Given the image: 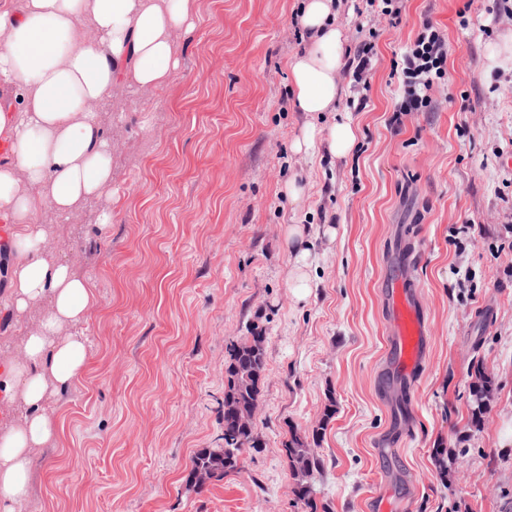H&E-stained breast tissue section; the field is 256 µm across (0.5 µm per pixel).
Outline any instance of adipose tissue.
Returning a JSON list of instances; mask_svg holds the SVG:
<instances>
[{
	"label": "adipose tissue",
	"mask_w": 512,
	"mask_h": 512,
	"mask_svg": "<svg viewBox=\"0 0 512 512\" xmlns=\"http://www.w3.org/2000/svg\"><path fill=\"white\" fill-rule=\"evenodd\" d=\"M196 9L197 0H0V81L22 91L19 108L0 111V128L9 127L15 144L14 161L0 163V215L19 227L10 298L18 315L46 308L0 371V400L24 411L0 429V512H20L37 451L58 434L48 399L86 366L79 328L95 303L89 281L45 248L39 215L64 214L107 192L110 143L92 108L120 81L147 90L167 85L178 65L176 38L192 27ZM337 10V0L299 6L304 45L288 60L296 111L336 109L345 45ZM85 24L92 38L79 36ZM357 138L352 123L341 120L324 134L306 126L293 148L321 145L340 158Z\"/></svg>",
	"instance_id": "ef3b65f1"
}]
</instances>
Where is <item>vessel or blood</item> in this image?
Listing matches in <instances>:
<instances>
[{
    "mask_svg": "<svg viewBox=\"0 0 512 512\" xmlns=\"http://www.w3.org/2000/svg\"><path fill=\"white\" fill-rule=\"evenodd\" d=\"M383 295L389 326L390 365L402 381L408 382L425 352L429 331L402 272H389L383 283Z\"/></svg>",
    "mask_w": 512,
    "mask_h": 512,
    "instance_id": "1",
    "label": "vessel or blood"
}]
</instances>
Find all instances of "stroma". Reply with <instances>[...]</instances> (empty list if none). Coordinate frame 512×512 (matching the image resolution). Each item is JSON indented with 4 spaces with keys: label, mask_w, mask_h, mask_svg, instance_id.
Returning <instances> with one entry per match:
<instances>
[{
    "label": "stroma",
    "mask_w": 512,
    "mask_h": 512,
    "mask_svg": "<svg viewBox=\"0 0 512 512\" xmlns=\"http://www.w3.org/2000/svg\"><path fill=\"white\" fill-rule=\"evenodd\" d=\"M299 0H198L164 88L113 87L98 120L112 143L106 196L57 218L46 246L88 279L87 364L49 408L26 512H303L281 451L321 431L318 512H512V34L501 0H339L346 49L377 28L365 83L344 65L335 112L295 111L288 60ZM448 42V73L403 112L400 71L423 22ZM358 129L352 154L295 152L306 124ZM306 187L301 203L284 193ZM112 222L101 225L103 209ZM312 230L298 297L285 245ZM419 248L410 288L431 327L415 387L388 379L386 271ZM0 244V346L21 331ZM267 330L259 447L194 488L195 455L222 447L228 348ZM494 390L481 416L477 372ZM336 413L324 421L327 406Z\"/></svg>",
    "instance_id": "obj_1"
}]
</instances>
